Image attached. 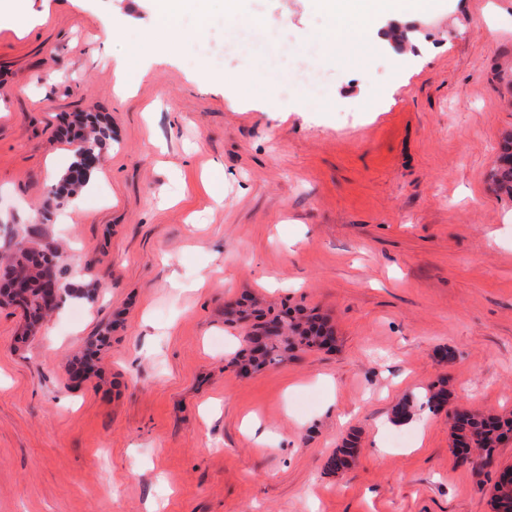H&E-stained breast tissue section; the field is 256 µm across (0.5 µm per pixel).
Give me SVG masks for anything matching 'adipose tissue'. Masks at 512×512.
<instances>
[{
    "mask_svg": "<svg viewBox=\"0 0 512 512\" xmlns=\"http://www.w3.org/2000/svg\"><path fill=\"white\" fill-rule=\"evenodd\" d=\"M211 0H153L156 19L151 39L156 43L173 44L183 37L178 28L179 19L195 15L199 22H206ZM316 7L325 15L329 26L322 31V40L330 46L339 43L357 44L376 29L384 16L405 9L404 0H317Z\"/></svg>",
    "mask_w": 512,
    "mask_h": 512,
    "instance_id": "adipose-tissue-1",
    "label": "adipose tissue"
}]
</instances>
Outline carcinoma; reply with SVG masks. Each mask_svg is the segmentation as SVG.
Returning <instances> with one entry per match:
<instances>
[{"instance_id":"obj_1","label":"carcinoma","mask_w":512,"mask_h":512,"mask_svg":"<svg viewBox=\"0 0 512 512\" xmlns=\"http://www.w3.org/2000/svg\"><path fill=\"white\" fill-rule=\"evenodd\" d=\"M111 140L112 129L101 115L93 112L75 114L70 143L76 154L92 151L99 156ZM494 182L498 189L512 194V136L505 140L502 147L500 166L494 173ZM84 186L85 182L73 179L68 172L62 177L54 196L65 199ZM21 244V239L13 242L12 260L4 274L5 284L0 287V297H5L8 304L21 307L29 325L34 327L49 314V309L43 304L41 284L48 277L57 279L61 271L57 268L56 248L45 246L39 250L32 247L24 249ZM14 275L27 278L30 288L25 293H13L8 288L7 281ZM224 322L249 324L246 346L235 354L231 364L252 373L278 364L297 351L324 349L327 340L334 339L333 328L314 313L288 306L271 313L264 310L258 300L247 296L224 309ZM449 397L448 383L441 382L429 388L425 396L426 405L432 409H441L447 405ZM451 438L455 445L465 442L482 457H490L499 445L512 439V412H473L466 422L451 425ZM358 444V436L355 434L344 439L329 457L328 469L339 473L348 467ZM492 509L493 512H512V491H505L500 481L495 486Z\"/></svg>"}]
</instances>
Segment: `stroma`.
Here are the masks:
<instances>
[{"label":"stroma","instance_id":"35a3bbf8","mask_svg":"<svg viewBox=\"0 0 512 512\" xmlns=\"http://www.w3.org/2000/svg\"><path fill=\"white\" fill-rule=\"evenodd\" d=\"M247 7L260 27L217 6L166 53L151 0H29L34 24L0 30V251L5 224L63 244L73 295L32 331L0 306V512H492L512 439L463 461L449 414L512 410V197L489 179L512 0H428L331 51L312 0ZM286 47L283 67L322 64V96L277 91ZM86 110L112 142L62 220L49 164ZM246 293L316 309L335 349L240 375L224 307ZM441 381L447 408L391 422ZM356 434L350 435L344 439L342 444L329 457L327 467L334 473L342 472L349 466L354 456L355 449L358 447L359 441Z\"/></svg>","mask_w":512,"mask_h":512}]
</instances>
